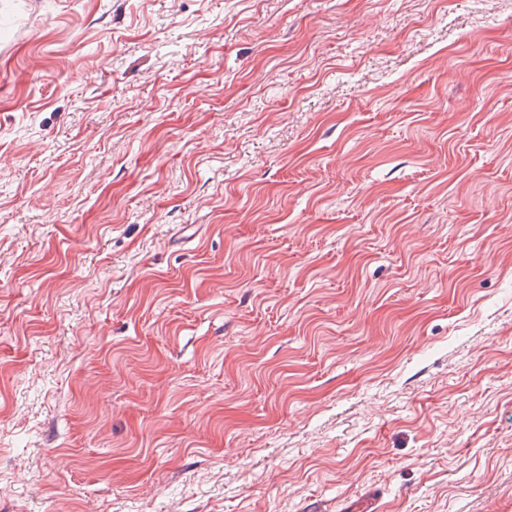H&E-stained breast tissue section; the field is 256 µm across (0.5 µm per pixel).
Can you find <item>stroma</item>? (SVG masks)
<instances>
[{"instance_id": "35a3bbf8", "label": "stroma", "mask_w": 512, "mask_h": 512, "mask_svg": "<svg viewBox=\"0 0 512 512\" xmlns=\"http://www.w3.org/2000/svg\"><path fill=\"white\" fill-rule=\"evenodd\" d=\"M512 512V0H0V512Z\"/></svg>"}]
</instances>
